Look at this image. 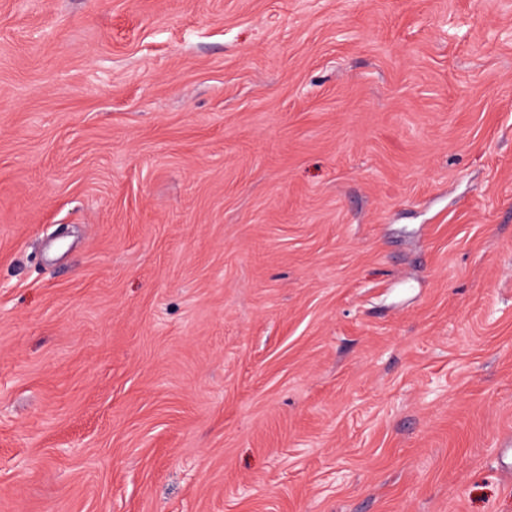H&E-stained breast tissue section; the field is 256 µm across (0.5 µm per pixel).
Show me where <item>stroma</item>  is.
Returning a JSON list of instances; mask_svg holds the SVG:
<instances>
[{
    "label": "stroma",
    "mask_w": 512,
    "mask_h": 512,
    "mask_svg": "<svg viewBox=\"0 0 512 512\" xmlns=\"http://www.w3.org/2000/svg\"><path fill=\"white\" fill-rule=\"evenodd\" d=\"M512 0H0V512H512Z\"/></svg>",
    "instance_id": "1"
}]
</instances>
